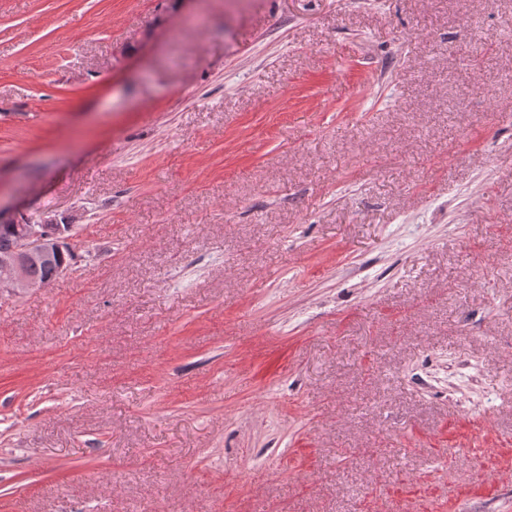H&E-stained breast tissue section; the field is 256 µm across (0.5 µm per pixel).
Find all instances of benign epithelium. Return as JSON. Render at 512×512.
Masks as SVG:
<instances>
[{"label":"benign epithelium","instance_id":"1","mask_svg":"<svg viewBox=\"0 0 512 512\" xmlns=\"http://www.w3.org/2000/svg\"><path fill=\"white\" fill-rule=\"evenodd\" d=\"M21 229L16 246L0 255L1 293L18 295L45 287L30 277L29 265L38 260H51L72 248L73 225L60 224L52 216L44 217L39 224H23Z\"/></svg>","mask_w":512,"mask_h":512}]
</instances>
